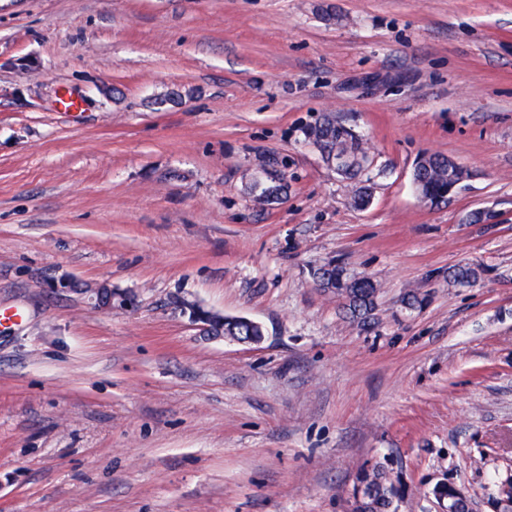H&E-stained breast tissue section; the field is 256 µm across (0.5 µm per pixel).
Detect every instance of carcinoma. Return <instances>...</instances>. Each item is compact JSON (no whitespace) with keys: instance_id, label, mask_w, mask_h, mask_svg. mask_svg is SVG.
<instances>
[{"instance_id":"cac0c4a2","label":"carcinoma","mask_w":512,"mask_h":512,"mask_svg":"<svg viewBox=\"0 0 512 512\" xmlns=\"http://www.w3.org/2000/svg\"><path fill=\"white\" fill-rule=\"evenodd\" d=\"M306 136L316 144L326 162L343 159L338 173L353 183V202L359 207L370 201L367 189L360 186L359 177L368 154L367 142L355 136L341 121L332 115H325ZM458 165L440 154L424 155L418 159L413 170V183L420 195L431 203L448 200L452 181L448 173ZM288 181L284 173L271 169L266 171V181L256 182L252 187L254 197L268 202L287 192ZM481 267L458 265L448 269V282L458 286H469L479 280ZM311 276L317 286L336 296L340 312L349 322L362 329L375 325L378 320L377 287L369 277H355L347 267L338 261H329L311 269ZM407 311L422 308L427 295L413 290L405 292L400 299ZM210 334L219 336H258L260 330L251 323L234 318L211 325ZM431 494L448 502L449 512H472L470 499L453 483L440 482L431 489ZM401 496L400 479L392 478L382 466L362 467L356 475L353 491V512H395L394 501ZM489 503L495 512H512V476H497L492 484Z\"/></svg>"}]
</instances>
